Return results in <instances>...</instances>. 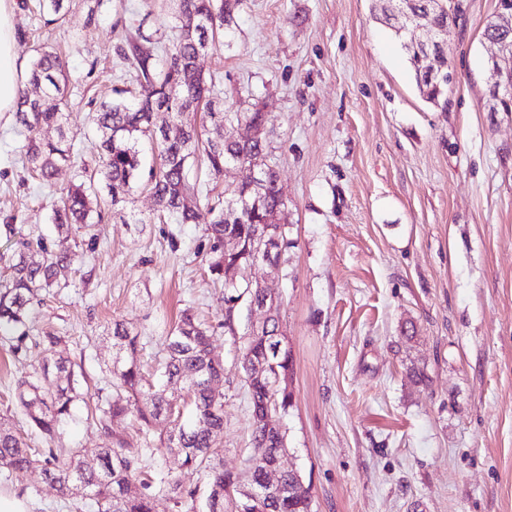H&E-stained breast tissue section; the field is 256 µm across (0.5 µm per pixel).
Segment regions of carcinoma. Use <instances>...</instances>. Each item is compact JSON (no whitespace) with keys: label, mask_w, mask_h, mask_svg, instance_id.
<instances>
[{"label":"carcinoma","mask_w":512,"mask_h":512,"mask_svg":"<svg viewBox=\"0 0 512 512\" xmlns=\"http://www.w3.org/2000/svg\"><path fill=\"white\" fill-rule=\"evenodd\" d=\"M405 3L431 14L439 38L429 51L446 62L448 34L456 20L448 0ZM243 5L244 0H173L176 23L172 35H161L152 45L138 30L126 35L117 56L133 73L132 87L113 90L112 97L90 112V122L100 134L99 163L82 171L80 183L62 194L52 216L58 232L69 234L74 225L101 223L108 209L119 211L136 187L150 189L159 211L176 215L182 224L206 225L212 253L209 270L230 290L225 297L228 320L233 303L242 297L250 302L266 298L265 289L248 287L243 272L258 256L279 261L288 246L282 224L288 201L278 172L267 163L272 145L265 114L258 109L226 111L215 92L216 77H207L198 69L199 57L221 45L224 29ZM484 34L490 40L512 42V24L501 23L497 16ZM404 48L423 97L431 103L446 98L448 73H431L415 47L406 44ZM70 89L62 57L50 46L37 49L15 115L24 133V162L45 182L74 154V136L66 132ZM200 109L209 122L207 130L184 120L187 113ZM160 112L168 113L174 129L157 124ZM44 127L55 128L57 139L41 138ZM144 140L159 152L156 167L143 166L140 144ZM198 160L214 178L224 179V199L203 207L186 179L188 167ZM37 247L40 258L36 260L27 251L16 254L6 282L0 285V335L16 338L17 349L25 339L22 327L34 301L41 292L60 287L62 271L77 258L71 248L54 251L42 243ZM280 332L276 313L257 330L248 326L239 348L243 359L251 352L270 354L260 377L242 367L253 419L246 476L224 471L221 463L224 394L215 385L224 380V363L212 354L209 329L188 310L168 336L161 367L163 384H150L134 358L113 361L112 395L91 410L90 419L105 437V445L92 458L53 447L80 393L75 363L56 355L61 337H42L41 345L50 354L42 372L54 379L46 386L38 379L24 378L18 381L15 395L30 428L47 447H30L20 432L0 420V472H6L9 480H19L38 469L58 483L65 495L93 501L97 512H155L159 493L174 506L192 510L197 490L186 488L180 474L171 470L153 485L141 478L145 449L127 448L114 438V426L130 417L146 429L163 417L169 431L160 447L177 459L180 468L205 474L207 512H311V487L299 471L283 472L280 492L258 497L265 488L267 469L289 452L287 433H272L263 423L269 408L277 406L285 413L293 401V392L284 384L285 376L292 375L291 354L278 348L279 341L274 339ZM112 338L121 351L133 355L138 350L139 336L120 323L113 324ZM181 388L189 395L184 405L190 415L187 422L171 418Z\"/></svg>","instance_id":"cac0c4a2"}]
</instances>
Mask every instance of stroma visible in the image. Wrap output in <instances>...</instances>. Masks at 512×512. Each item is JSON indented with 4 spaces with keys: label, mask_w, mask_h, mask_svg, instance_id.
Masks as SVG:
<instances>
[{
    "label": "stroma",
    "mask_w": 512,
    "mask_h": 512,
    "mask_svg": "<svg viewBox=\"0 0 512 512\" xmlns=\"http://www.w3.org/2000/svg\"><path fill=\"white\" fill-rule=\"evenodd\" d=\"M498 0H460L448 37V105L420 95L408 56L378 21L380 0H246L220 51L200 65L216 74L224 107L260 109L272 141L269 164L288 208V246L278 265L248 269L282 295V329L293 357V405L279 420L290 460L312 484L313 512H512V112L489 93L495 51L484 28ZM76 0L44 25L39 0H16L17 50L30 64L48 44L76 83L69 128L80 165H94L99 136L89 100L129 86L116 54L128 32L158 36L175 24L162 0H103L95 19ZM14 115H0V278L23 244L53 246L59 188L80 165H61L54 186L30 177ZM128 218L81 229L66 288L36 304L21 351L0 339V416L31 432L14 397L34 375L39 337H62L81 365L83 403L60 448L91 456L104 444L88 408L112 391V326L137 332L148 380L180 311L214 329L224 362L225 470L246 465L252 420L242 380L246 301L224 328V283L208 268L201 224L161 215L135 188ZM413 338H405V329ZM423 370L419 384L412 370ZM167 423L142 434L161 477L174 461L159 448ZM0 492L29 512H72L40 472L0 477Z\"/></svg>",
    "instance_id": "stroma-1"
}]
</instances>
